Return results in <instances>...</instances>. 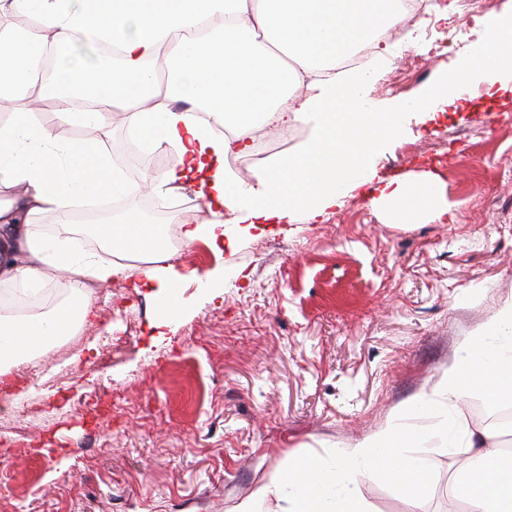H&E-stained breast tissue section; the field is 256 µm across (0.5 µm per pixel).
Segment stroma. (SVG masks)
I'll return each instance as SVG.
<instances>
[{"instance_id":"obj_1","label":"stroma","mask_w":512,"mask_h":512,"mask_svg":"<svg viewBox=\"0 0 512 512\" xmlns=\"http://www.w3.org/2000/svg\"><path fill=\"white\" fill-rule=\"evenodd\" d=\"M434 13L453 19L448 53L402 74L420 44L391 45L373 100L416 97L483 34L460 0ZM465 96L466 111L426 130L411 124L378 159L386 178L438 174L454 223H391L361 188L287 236L232 250L195 241L172 265L181 312L157 326L160 290L139 288L141 327L117 352L124 291L99 286L79 353L48 350L0 392V435L18 449L0 468V512H235L289 454L322 455L398 419L435 426L437 416L401 413L512 295V98L484 83ZM20 112L61 140L94 137L134 184L161 180L177 154L164 147L152 165L127 154L120 111L90 133L56 123L51 101L35 109L27 97L0 99L1 116ZM217 271L224 293L209 301L198 282ZM73 369L82 391L99 396L97 410L83 407L81 391L52 387ZM24 400L39 410L18 430L10 409ZM420 456L435 470L431 497L418 503L360 474L371 512H442L455 457L436 439Z\"/></svg>"}]
</instances>
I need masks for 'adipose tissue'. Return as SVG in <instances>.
<instances>
[{"label": "adipose tissue", "instance_id": "obj_1", "mask_svg": "<svg viewBox=\"0 0 512 512\" xmlns=\"http://www.w3.org/2000/svg\"><path fill=\"white\" fill-rule=\"evenodd\" d=\"M0 6L30 16L50 34L45 40L0 28V98L27 94L46 45L55 46L61 121L97 129L109 121L110 108L121 109L145 145L177 148L180 165L160 187L176 190L200 174L198 195L208 216L183 225L188 243L205 238L233 246L270 224L314 221L368 183L373 205L393 223L442 220L452 210L442 180L423 174L375 184L377 157L407 134L409 120L427 124L458 107L479 78H494L500 91L512 93V15L483 21L485 39L416 99L379 109L366 98V73H340L336 63L400 21L398 0H0ZM80 35L111 42V70L70 64ZM161 62L170 74L163 89ZM70 88L90 93L98 110L70 107ZM283 118L306 125L307 139L257 167L252 183H240L233 167L249 148L248 131ZM0 185L11 190L0 199V287L49 283L62 296L40 315L0 310V376L75 335L90 312L92 286L115 278L156 281L165 290L160 319L181 308L182 282L165 275L160 234L137 215L96 226L97 253L26 223L28 215L52 213L67 225L70 199L138 193L97 142L60 140L28 115L9 120L0 125ZM229 222L236 226L231 235ZM462 351L439 384L446 444L479 464L470 512H512V455L457 409L468 392L491 402L512 399V297L463 340Z\"/></svg>", "mask_w": 512, "mask_h": 512}]
</instances>
